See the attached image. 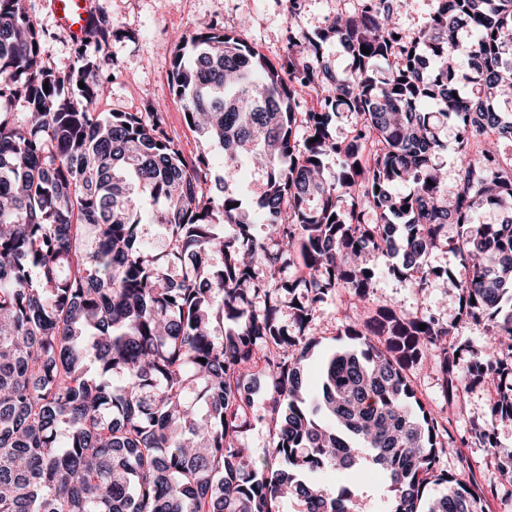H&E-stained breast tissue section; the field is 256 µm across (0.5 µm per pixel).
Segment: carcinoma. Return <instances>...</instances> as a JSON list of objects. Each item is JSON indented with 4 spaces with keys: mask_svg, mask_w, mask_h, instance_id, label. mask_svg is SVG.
<instances>
[{
    "mask_svg": "<svg viewBox=\"0 0 512 512\" xmlns=\"http://www.w3.org/2000/svg\"><path fill=\"white\" fill-rule=\"evenodd\" d=\"M400 2L357 0L289 37L299 51L278 65L213 26L177 49L172 91L205 148L229 174L265 159L250 213L205 192L208 155L186 158L159 112L95 111L106 86L94 62L47 69L25 0H0V99L25 108L0 113V512H280L286 493L298 512H358L349 488L304 475L365 461L388 480L387 512H485L474 483L439 468L453 444L403 367L437 348L445 390L490 382L491 415L512 419V94L495 95L512 88V0H436L411 36ZM334 42L342 76L324 55ZM306 92L317 106L300 112ZM342 112L355 119L344 140ZM438 118L460 138L451 186ZM145 199L166 233L159 255L141 232ZM484 207L503 221L482 223ZM441 247L468 269L447 279L459 315L490 325L491 350L448 343L435 316L386 309L344 326L308 393L301 368L325 297H364L376 254L399 258L391 271L422 291L440 277L423 259ZM258 266L298 273L270 293ZM257 366L272 382L261 454L241 446ZM474 434L512 473L495 431Z\"/></svg>",
    "mask_w": 512,
    "mask_h": 512,
    "instance_id": "1",
    "label": "carcinoma"
}]
</instances>
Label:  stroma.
Returning <instances> with one entry per match:
<instances>
[{
  "mask_svg": "<svg viewBox=\"0 0 512 512\" xmlns=\"http://www.w3.org/2000/svg\"><path fill=\"white\" fill-rule=\"evenodd\" d=\"M28 10L43 31L41 58L47 67L66 72L78 67L81 57L94 60L98 74L107 82L109 93L97 109L101 112H148L160 107L167 134L192 158L203 149L200 137L184 117L182 102L170 91L167 63L185 37L206 24L217 25L239 35L255 46L267 59L280 62L288 54L289 31L313 32L338 11H353L356 0H303L296 14H289L286 0H97V14L112 25L107 45L87 41L84 54L60 30L46 0H27ZM375 278L364 299L340 289L327 296L312 326L318 344L305 362L309 388H316L323 360L338 345V334L349 321H367L384 308L412 315H434L452 322L451 339L457 344L484 346L488 336L486 323L458 319V295L443 279H435L431 288L419 290L408 279L389 272L388 257L373 258ZM406 374L417 397L446 418L453 437L469 435L472 428L493 424L500 447L512 448V421L492 420L489 403L495 389L483 382L462 390L454 400L443 394V378L437 351H428L423 362L407 369ZM449 473L473 482L486 493L485 512H512V483L504 480L496 457L470 443L444 454ZM332 488L349 487L359 503L360 512H385L390 496L388 483L372 465H364L356 474L336 471L324 475Z\"/></svg>",
  "mask_w": 512,
  "mask_h": 512,
  "instance_id": "obj_1",
  "label": "stroma"
}]
</instances>
